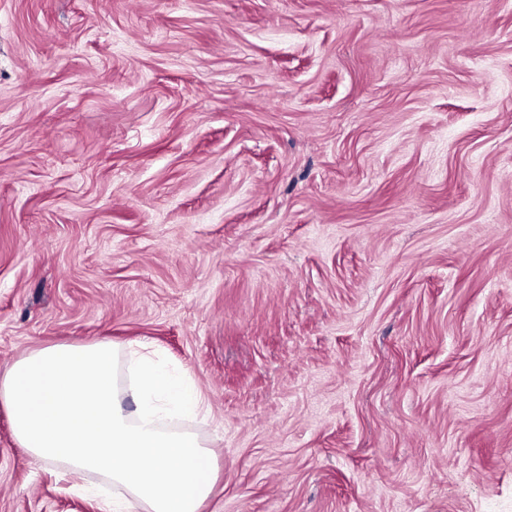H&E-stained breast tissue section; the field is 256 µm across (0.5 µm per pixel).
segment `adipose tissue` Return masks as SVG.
<instances>
[{
  "label": "adipose tissue",
  "instance_id": "obj_1",
  "mask_svg": "<svg viewBox=\"0 0 512 512\" xmlns=\"http://www.w3.org/2000/svg\"><path fill=\"white\" fill-rule=\"evenodd\" d=\"M132 381L117 384L119 363ZM0 406L21 447L62 462L71 479L102 477L109 512H200L213 491L212 456L194 432L163 418L197 414L201 398L146 343H57L0 368Z\"/></svg>",
  "mask_w": 512,
  "mask_h": 512
}]
</instances>
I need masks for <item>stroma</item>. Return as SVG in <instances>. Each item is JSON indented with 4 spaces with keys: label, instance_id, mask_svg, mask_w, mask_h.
<instances>
[{
    "label": "stroma",
    "instance_id": "35a3bbf8",
    "mask_svg": "<svg viewBox=\"0 0 512 512\" xmlns=\"http://www.w3.org/2000/svg\"><path fill=\"white\" fill-rule=\"evenodd\" d=\"M100 338L203 512H512V0H0V367ZM102 485L0 407V512Z\"/></svg>",
    "mask_w": 512,
    "mask_h": 512
}]
</instances>
